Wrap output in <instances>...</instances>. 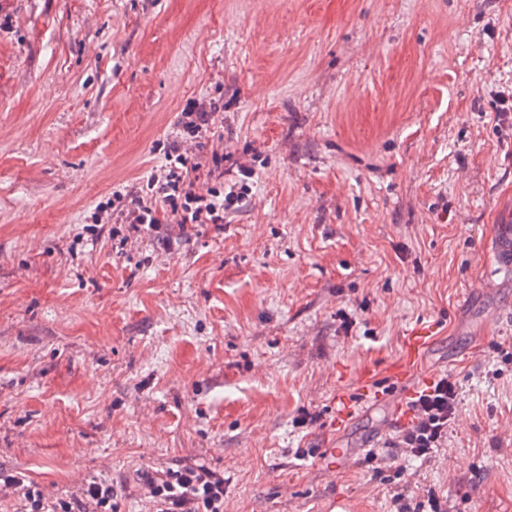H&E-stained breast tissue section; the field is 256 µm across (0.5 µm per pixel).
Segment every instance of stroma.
I'll list each match as a JSON object with an SVG mask.
<instances>
[{
  "label": "stroma",
  "mask_w": 512,
  "mask_h": 512,
  "mask_svg": "<svg viewBox=\"0 0 512 512\" xmlns=\"http://www.w3.org/2000/svg\"><path fill=\"white\" fill-rule=\"evenodd\" d=\"M504 91L512 0H0V470L147 512L155 471L199 462L224 512H390L366 456L426 325L410 380L461 402L403 465L449 512H512ZM192 97L223 102L252 194L115 253L88 216ZM335 446L352 466L320 465ZM424 329H417L407 336L404 341L403 358L396 371V378L399 382H405L407 379L408 368L414 366L421 358L423 352L431 343V336Z\"/></svg>",
  "instance_id": "stroma-1"
}]
</instances>
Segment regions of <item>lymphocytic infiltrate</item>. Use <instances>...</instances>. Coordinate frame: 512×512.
Wrapping results in <instances>:
<instances>
[{
  "instance_id": "f902f5d3",
  "label": "lymphocytic infiltrate",
  "mask_w": 512,
  "mask_h": 512,
  "mask_svg": "<svg viewBox=\"0 0 512 512\" xmlns=\"http://www.w3.org/2000/svg\"><path fill=\"white\" fill-rule=\"evenodd\" d=\"M221 106L205 97L187 101L165 163L137 182L113 191L91 215L95 224L125 229L119 244L162 224H220L227 210L249 195L252 167L239 165V179L224 180ZM459 384L448 374L436 378L412 403L413 421L385 452H371L374 474L397 468L401 458H433L448 440L459 405ZM149 512H224V476L202 464L157 471L148 481ZM12 498L18 512H116L111 483L93 479L77 491L52 494L22 473L0 470V499Z\"/></svg>"
}]
</instances>
